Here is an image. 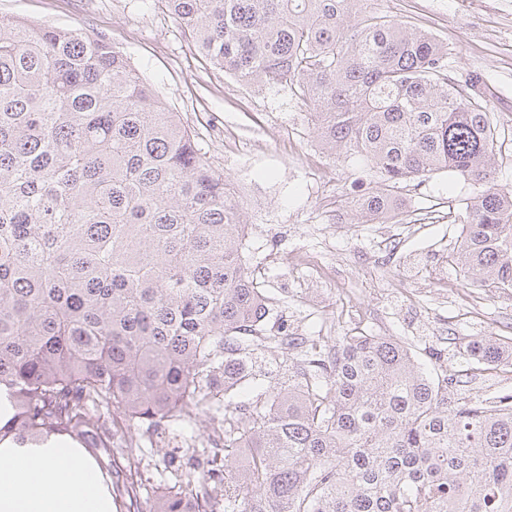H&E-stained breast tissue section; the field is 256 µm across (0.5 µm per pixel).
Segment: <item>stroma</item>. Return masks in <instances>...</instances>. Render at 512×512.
Here are the masks:
<instances>
[{"label": "stroma", "instance_id": "stroma-1", "mask_svg": "<svg viewBox=\"0 0 512 512\" xmlns=\"http://www.w3.org/2000/svg\"><path fill=\"white\" fill-rule=\"evenodd\" d=\"M370 2L447 43L452 77L482 73L491 107L512 128V0ZM0 17L104 38L179 113L202 156L235 184L246 257L270 299L268 334L285 324L300 336H394L424 368L456 371L467 365L449 337L512 338V296L463 282L448 264L461 229L448 203L467 184L445 173L404 183L403 223H362L344 199L369 176L321 148L288 89L242 85L199 57L166 0H0ZM432 210L441 215L433 224L423 219ZM221 416L203 413L162 435L132 429L142 494L173 480V461L193 473L188 449Z\"/></svg>", "mask_w": 512, "mask_h": 512}]
</instances>
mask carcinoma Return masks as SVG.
I'll list each match as a JSON object with an SVG mask.
<instances>
[{
  "instance_id": "obj_1",
  "label": "carcinoma",
  "mask_w": 512,
  "mask_h": 512,
  "mask_svg": "<svg viewBox=\"0 0 512 512\" xmlns=\"http://www.w3.org/2000/svg\"><path fill=\"white\" fill-rule=\"evenodd\" d=\"M368 0H168L186 39L247 85L288 87L322 148L361 158L349 197L398 224L396 189L446 172L471 192L448 265L512 295V187L483 75L448 78V45ZM231 180L127 56L100 37L0 18V442L71 439L133 512H512V395L453 398L393 336L311 339L293 374L233 401L255 373L245 338L270 312L245 256ZM480 370L512 342L469 341ZM224 407L193 490L140 500L114 434Z\"/></svg>"
}]
</instances>
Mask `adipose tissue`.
<instances>
[{
    "instance_id": "obj_1",
    "label": "adipose tissue",
    "mask_w": 512,
    "mask_h": 512,
    "mask_svg": "<svg viewBox=\"0 0 512 512\" xmlns=\"http://www.w3.org/2000/svg\"><path fill=\"white\" fill-rule=\"evenodd\" d=\"M0 512H112L100 471L55 442L0 445Z\"/></svg>"
}]
</instances>
